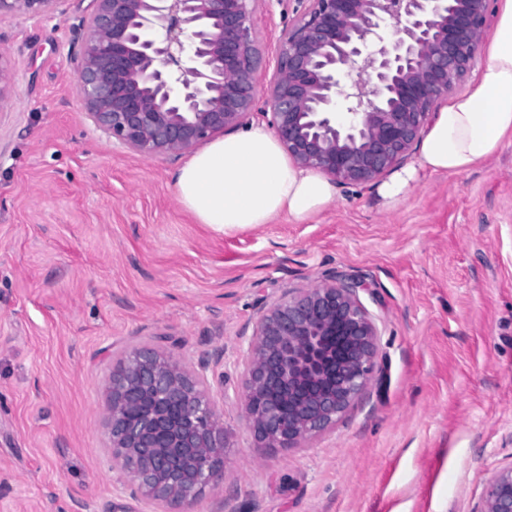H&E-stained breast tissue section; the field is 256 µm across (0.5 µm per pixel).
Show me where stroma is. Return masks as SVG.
<instances>
[{
    "label": "stroma",
    "instance_id": "35a3bbf8",
    "mask_svg": "<svg viewBox=\"0 0 512 512\" xmlns=\"http://www.w3.org/2000/svg\"><path fill=\"white\" fill-rule=\"evenodd\" d=\"M271 58L293 0H253ZM0 19V512H156L123 491L102 419L120 353L189 366L224 347V485L189 512H481L512 465V144L424 177L392 212L340 186L304 224L224 234L176 197L185 156L118 145L79 101V23ZM370 282L379 371L322 434L260 447L242 417L247 337L284 292Z\"/></svg>",
    "mask_w": 512,
    "mask_h": 512
}]
</instances>
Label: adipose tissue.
<instances>
[{
  "instance_id": "adipose-tissue-1",
  "label": "adipose tissue",
  "mask_w": 512,
  "mask_h": 512,
  "mask_svg": "<svg viewBox=\"0 0 512 512\" xmlns=\"http://www.w3.org/2000/svg\"><path fill=\"white\" fill-rule=\"evenodd\" d=\"M495 17L468 90L433 114L415 162L378 186L383 210L396 209L421 177L468 171L512 141V0H497ZM174 183L179 204L223 233L283 214L302 224L336 197L333 184L294 164L261 125L212 141L175 172Z\"/></svg>"
}]
</instances>
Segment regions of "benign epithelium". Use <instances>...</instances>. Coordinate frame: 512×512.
<instances>
[{
  "label": "benign epithelium",
  "instance_id": "benign-epithelium-1",
  "mask_svg": "<svg viewBox=\"0 0 512 512\" xmlns=\"http://www.w3.org/2000/svg\"><path fill=\"white\" fill-rule=\"evenodd\" d=\"M64 0H0V18ZM252 0H92L79 36L77 93L92 122L142 157L179 156L267 122L298 166L363 185L400 167L437 101L469 72L490 0H296L264 96ZM365 280L329 275L269 304L248 342L241 402L262 448H293L331 426L374 373L377 328ZM159 347L113 366L106 421L130 496L185 512L224 483V429L211 364ZM481 512H512V467L486 481Z\"/></svg>",
  "mask_w": 512,
  "mask_h": 512
}]
</instances>
